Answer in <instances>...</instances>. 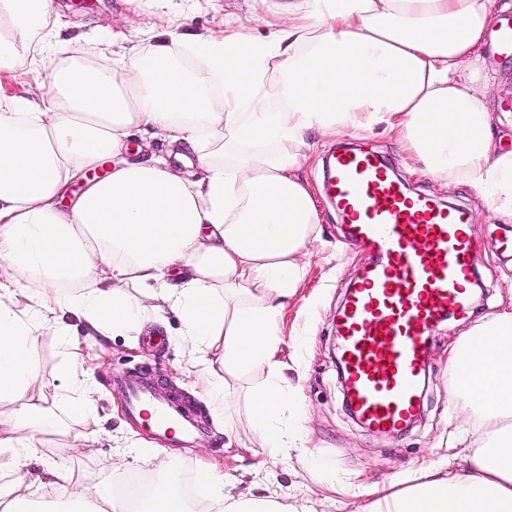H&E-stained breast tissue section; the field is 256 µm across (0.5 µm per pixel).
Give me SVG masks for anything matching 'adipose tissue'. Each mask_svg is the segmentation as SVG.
<instances>
[{"label":"adipose tissue","instance_id":"ef3b65f1","mask_svg":"<svg viewBox=\"0 0 512 512\" xmlns=\"http://www.w3.org/2000/svg\"><path fill=\"white\" fill-rule=\"evenodd\" d=\"M276 13L259 38L235 25L223 35L143 48L147 69L125 71L64 59L52 92L0 96V474L19 471L54 422L29 390L40 376L39 329L67 332L66 315L91 333L126 336L177 312L192 346L189 363L224 416L230 381L265 374L249 397L259 448L278 456L303 414L279 384L276 352L283 310L305 276L302 261L319 222L301 177L306 137L384 126L405 147L407 169L464 179L512 215V151L480 97L495 83L480 48L504 6L499 0H307ZM11 42L0 72L22 65L18 46L43 45L51 0H0ZM193 53L208 81L178 66ZM160 134L167 157L125 156L131 130ZM71 206L70 181L103 161ZM130 286L142 288L136 298ZM34 304L35 314L19 309ZM57 390L74 420L98 419L77 343L66 340ZM468 366L458 395L485 439L464 471L426 468V480L385 496L387 512H512V310L490 315L451 348ZM194 481L207 512H286L281 504L224 498V476L200 466ZM61 512H130L109 484L74 486Z\"/></svg>","mask_w":512,"mask_h":512}]
</instances>
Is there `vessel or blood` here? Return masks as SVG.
<instances>
[{
  "label": "vessel or blood",
  "instance_id": "vessel-or-blood-1",
  "mask_svg": "<svg viewBox=\"0 0 512 512\" xmlns=\"http://www.w3.org/2000/svg\"><path fill=\"white\" fill-rule=\"evenodd\" d=\"M328 189L349 244L374 256L347 293L337 340L352 411L386 434L410 424L421 405L430 333L472 306L471 221L463 210L409 198L365 150L337 153ZM126 392L132 416L161 428L165 441L185 445L197 433L191 411L154 387L132 381Z\"/></svg>",
  "mask_w": 512,
  "mask_h": 512
}]
</instances>
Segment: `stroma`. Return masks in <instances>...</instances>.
Returning a JSON list of instances; mask_svg holds the SVG:
<instances>
[{
  "label": "stroma",
  "mask_w": 512,
  "mask_h": 512,
  "mask_svg": "<svg viewBox=\"0 0 512 512\" xmlns=\"http://www.w3.org/2000/svg\"><path fill=\"white\" fill-rule=\"evenodd\" d=\"M290 1L300 9L305 6L304 0H141L134 11L127 0H85L81 7L76 0H56L58 17L44 48H20L24 65L17 73H0V95H43L55 60H98L111 34L125 36L132 46L167 30L190 35L219 33L225 21L233 20L264 37L276 11ZM339 147L368 150L395 170L408 191L441 206L468 210L478 245L475 267L481 290L477 302L470 314L443 321L430 335L420 416L406 430L388 435L372 432L349 415L338 379V315L348 288L373 261L369 253L346 246L347 226L326 191L324 160L330 150ZM300 177L318 197L321 222L319 238L305 259V278L289 299L280 323V384L296 396L305 414L296 448L287 456L272 457L250 437L246 394L263 382L262 374L233 382L224 418L216 420L207 393L187 371L182 325L174 314L148 324L136 337L94 339L70 316L66 319L70 333L84 353L79 371L93 385L100 421L89 437L80 426L72 427L67 436L47 433L42 444L31 450L28 466L11 474V482L30 495L37 507L46 512L78 483L118 485L142 477L182 486L191 482L201 464L215 463L224 474L226 498L269 497L289 512H359L370 500L371 487L405 489L421 464L437 466L448 460L454 467L467 468L468 455L478 446L481 431L452 391L448 347L483 316L500 312L503 302L512 299V251L500 247L502 239H512V218L498 214L463 180L409 174L398 140L377 131L315 136L311 160ZM35 357L40 377L31 395L44 400L56 420H66V404L55 388V374L65 354L54 327L40 330ZM132 379L173 384L202 412L200 434L193 446L166 447L168 467H158L153 460L135 464L127 454L133 442L143 448L158 445L126 411L124 388ZM225 421L232 424V432L223 431ZM47 462L59 466L64 478L44 476Z\"/></svg>",
  "instance_id": "35a3bbf8"
}]
</instances>
